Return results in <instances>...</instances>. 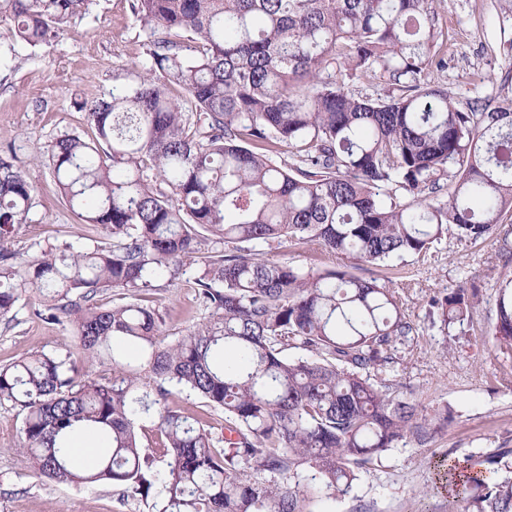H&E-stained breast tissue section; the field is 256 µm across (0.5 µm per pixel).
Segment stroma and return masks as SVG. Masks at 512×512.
Segmentation results:
<instances>
[{
    "label": "stroma",
    "mask_w": 512,
    "mask_h": 512,
    "mask_svg": "<svg viewBox=\"0 0 512 512\" xmlns=\"http://www.w3.org/2000/svg\"><path fill=\"white\" fill-rule=\"evenodd\" d=\"M432 7L445 34L447 62L435 72L436 82L462 104L479 99L495 107L512 100V15L500 0H433ZM149 40L130 0H93L85 14L34 48L15 37L11 22H0V150H12L35 188L14 242L19 258L66 244L86 251L102 241L101 228L80 221L62 199L49 171L50 147L63 134L86 130L79 103L138 81ZM499 247L493 238L470 242L451 233L426 255L391 269L357 266V275L391 278L406 316L419 328L394 368L395 379L410 385L423 405L449 407L453 420L426 446L387 452L349 495L322 500L320 512H443L445 455L461 461L512 448V350L497 348L487 334L498 283L512 276V263L497 258ZM253 250L304 272L337 264L303 245L260 242ZM200 271L196 261L185 260L176 279L161 277L144 294L165 315L167 340L209 316L194 290ZM405 278L410 288H402ZM465 281L477 285L479 302L468 322L444 328L431 300ZM38 306L36 295L23 296L10 319L0 320V365L28 352L72 349L71 326L36 316ZM20 426L17 407L0 404V512H145L110 485L43 482L17 452Z\"/></svg>",
    "instance_id": "35a3bbf8"
}]
</instances>
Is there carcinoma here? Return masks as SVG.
<instances>
[{"label": "carcinoma", "instance_id": "cac0c4a2", "mask_svg": "<svg viewBox=\"0 0 512 512\" xmlns=\"http://www.w3.org/2000/svg\"><path fill=\"white\" fill-rule=\"evenodd\" d=\"M91 3L0 0V21L35 47ZM131 12L151 30L145 74L80 103L91 133L51 148L62 197L106 241L16 262L34 189L1 150L0 318L33 292L36 315L71 324L82 353L139 347L144 369L86 378L71 354L45 352L1 365L18 451L51 483H111L147 512H318L388 451L432 442L451 411L392 375L418 335L394 289L337 268L302 273L251 245L388 267L451 230L499 238L512 260V102L464 108L431 80L446 66L431 0H131ZM359 74L384 78V96L352 93ZM188 258L211 315L166 343L163 314L141 296ZM108 288L131 301L99 305ZM476 299L461 285L435 301L444 326L469 320ZM492 335L512 349V277ZM171 386L202 407L170 405ZM210 409L224 410L220 436ZM147 419L160 480L139 435ZM85 429L106 441L90 470L64 452ZM508 456L448 460L446 512H512Z\"/></svg>", "mask_w": 512, "mask_h": 512}]
</instances>
